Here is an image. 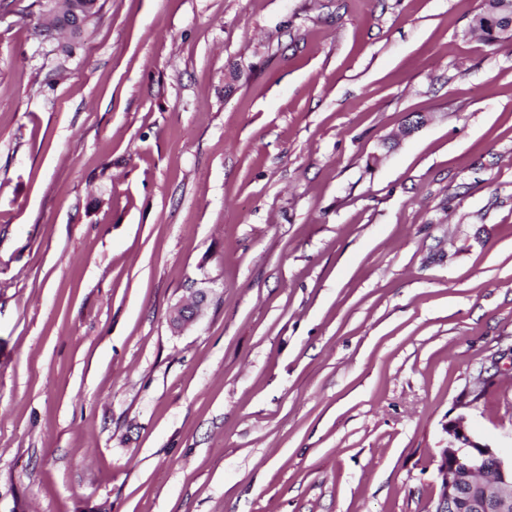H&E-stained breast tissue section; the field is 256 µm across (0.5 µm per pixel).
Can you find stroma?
I'll return each instance as SVG.
<instances>
[{
    "label": "stroma",
    "mask_w": 512,
    "mask_h": 512,
    "mask_svg": "<svg viewBox=\"0 0 512 512\" xmlns=\"http://www.w3.org/2000/svg\"><path fill=\"white\" fill-rule=\"evenodd\" d=\"M31 2L0 0V512H429L474 389L512 445L485 0H106L67 50ZM205 300V294L198 291L190 303L177 304L170 313V324L177 331H182L192 325L199 317L200 307Z\"/></svg>",
    "instance_id": "1"
}]
</instances>
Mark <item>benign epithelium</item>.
<instances>
[{"instance_id": "obj_1", "label": "benign epithelium", "mask_w": 512, "mask_h": 512, "mask_svg": "<svg viewBox=\"0 0 512 512\" xmlns=\"http://www.w3.org/2000/svg\"><path fill=\"white\" fill-rule=\"evenodd\" d=\"M205 294L198 291L189 303L177 304L170 324L177 331L199 317ZM467 400L462 410L444 426L446 439L437 449V481L440 491L430 512H512V455L481 442L467 424Z\"/></svg>"}]
</instances>
